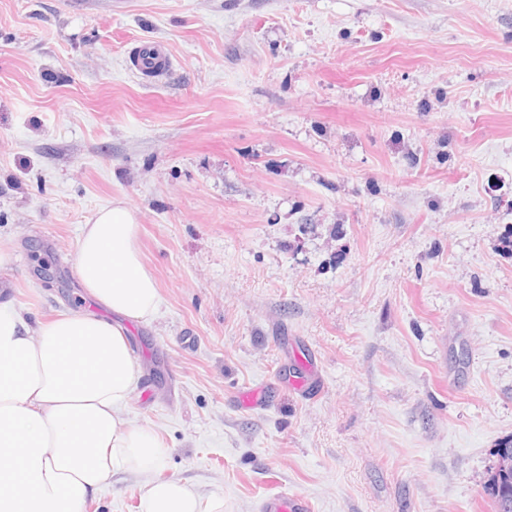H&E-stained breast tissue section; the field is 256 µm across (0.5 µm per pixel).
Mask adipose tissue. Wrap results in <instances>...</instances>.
<instances>
[{
    "label": "adipose tissue",
    "mask_w": 512,
    "mask_h": 512,
    "mask_svg": "<svg viewBox=\"0 0 512 512\" xmlns=\"http://www.w3.org/2000/svg\"><path fill=\"white\" fill-rule=\"evenodd\" d=\"M122 202L100 209L77 240L75 270L93 313L31 325L0 299V512H82L112 474L145 479L141 512H224L178 479H159L166 450L123 416L140 373L122 320L149 322L159 289Z\"/></svg>",
    "instance_id": "ef3b65f1"
}]
</instances>
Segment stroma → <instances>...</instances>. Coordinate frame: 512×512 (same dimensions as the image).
I'll return each instance as SVG.
<instances>
[{"instance_id": "stroma-1", "label": "stroma", "mask_w": 512, "mask_h": 512, "mask_svg": "<svg viewBox=\"0 0 512 512\" xmlns=\"http://www.w3.org/2000/svg\"><path fill=\"white\" fill-rule=\"evenodd\" d=\"M157 41L171 68L130 70ZM122 200L159 288L124 417L224 512H494L512 436V0H0V286L89 310ZM267 388L270 402L243 406ZM117 473L83 512H140ZM496 464L485 485L496 512H512V437L495 448ZM261 512H310L309 501L298 494L282 490L266 497L260 506Z\"/></svg>"}]
</instances>
